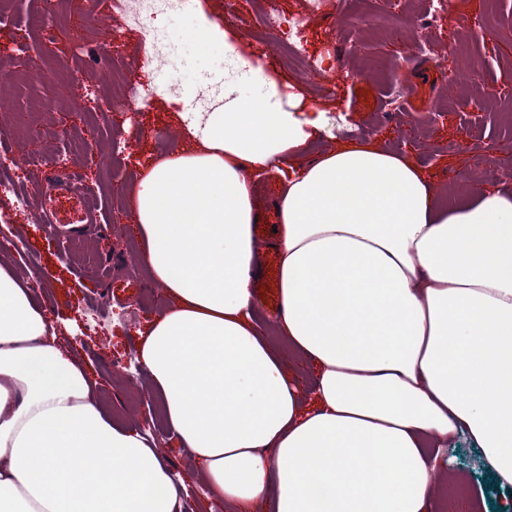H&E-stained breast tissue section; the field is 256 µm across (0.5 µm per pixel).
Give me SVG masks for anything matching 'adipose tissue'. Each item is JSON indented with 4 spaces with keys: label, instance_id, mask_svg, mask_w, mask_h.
<instances>
[{
    "label": "adipose tissue",
    "instance_id": "obj_1",
    "mask_svg": "<svg viewBox=\"0 0 512 512\" xmlns=\"http://www.w3.org/2000/svg\"><path fill=\"white\" fill-rule=\"evenodd\" d=\"M324 128L261 100L198 112L133 204L166 303L137 361L211 496L270 512H432L428 451L467 433L512 485V194L445 204L410 158L341 143L282 185L283 306L253 322L250 173ZM284 339L317 368L289 376ZM186 485L113 425L0 256V512H183Z\"/></svg>",
    "mask_w": 512,
    "mask_h": 512
}]
</instances>
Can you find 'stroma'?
<instances>
[{
  "instance_id": "35a3bbf8",
  "label": "stroma",
  "mask_w": 512,
  "mask_h": 512,
  "mask_svg": "<svg viewBox=\"0 0 512 512\" xmlns=\"http://www.w3.org/2000/svg\"><path fill=\"white\" fill-rule=\"evenodd\" d=\"M273 6L287 14H309L303 37L311 53L334 57L335 93L326 92L323 75L305 73L303 64L287 54L275 61L258 58L261 13ZM375 8L374 0H322L315 11L309 0H235L230 9L225 0H198L187 15L157 17V26L171 39L175 65L153 70L146 65L152 47L136 30H123L115 39L106 30L88 22L73 23L64 14L39 28L29 20L39 12L40 0L13 2L19 26L4 39L29 55L28 72L47 67L70 70L72 76L83 78L88 100H95L97 83L87 70L89 61L75 53L73 42L78 39L93 46L114 42L119 57L141 61L138 77L158 88L144 112L133 117L113 113L79 152L70 148L78 135L76 115L39 113L37 133L14 139L10 115L0 113V141L11 142L20 163L12 175L31 204L24 212L0 205V237L13 242L9 257L18 277L62 343L96 381L113 422L146 435L184 479V512H238L230 503L207 497L200 469L170 438L163 404L151 393L148 378L136 370L139 332L159 313L165 297L134 251L139 239L132 189L151 162L183 145L188 136L184 113L210 111L227 94L248 100L267 89L283 107L297 96L301 103L296 115L318 108L327 117L326 130L310 144L307 157L329 151L339 142L374 137L384 148L411 157L452 199L476 187L512 193V177L501 170L504 158L512 156V0H451L444 10L429 9L426 0H390V12L401 19L388 30L360 23V15ZM428 10L435 16L434 24L419 26L418 14ZM462 28L468 31L466 46L473 60L483 66L478 77L466 82L457 76L458 59L448 43L449 33ZM420 44L426 45L425 54H417ZM238 55L259 61L260 72L238 67L234 61ZM407 57L412 63L402 79L416 81L417 94L412 104L396 111L386 103L388 90L377 63H399ZM477 102L482 105L478 112L473 109ZM127 138L135 139V150L113 157L111 173L99 176V153L111 150L113 141ZM56 172L92 186L103 227L97 239L70 232L61 244L41 223L36 208L44 180ZM89 259L111 267L113 276L130 275L142 284L135 298L113 301L111 323L101 336L92 335L90 323L104 280L85 274L83 263ZM120 353L126 363L122 377L112 369V359ZM134 388L141 398L132 410L128 402ZM452 472L471 487L483 489L485 512H512V486L503 488L495 482L468 437L441 449L433 488L446 485Z\"/></svg>"
}]
</instances>
